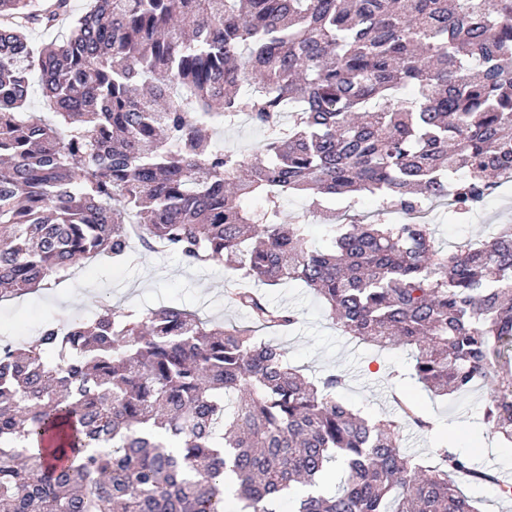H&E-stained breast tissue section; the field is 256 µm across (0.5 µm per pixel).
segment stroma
Returning a JSON list of instances; mask_svg holds the SVG:
<instances>
[{"label":"stroma","instance_id":"35a3bbf8","mask_svg":"<svg viewBox=\"0 0 512 512\" xmlns=\"http://www.w3.org/2000/svg\"><path fill=\"white\" fill-rule=\"evenodd\" d=\"M430 224L437 243L445 248L467 236L488 237L497 225L512 224V182L501 184L471 213L435 209ZM237 282V275L223 265L190 266L177 253H148L137 246L126 263L102 261L93 267L82 261L68 281L0 300V338L36 334L48 321L94 317L108 301L138 311L177 306L236 325L242 317L227 302L226 294ZM262 292L271 304L288 307L298 316L293 330L274 337L287 349L291 362L310 377L327 368L341 372L346 378L343 401L366 416L393 413L387 376L393 371L404 373V391L434 422L429 432L404 429L406 452L427 454L444 437L460 451L474 454L478 464L512 480V445L501 443L480 420L484 390H475L461 400L436 396L409 378L412 348L381 349L343 335L315 294L299 282L266 286Z\"/></svg>","mask_w":512,"mask_h":512}]
</instances>
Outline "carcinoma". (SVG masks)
I'll list each match as a JSON object with an SVG mask.
<instances>
[{
    "instance_id": "1",
    "label": "carcinoma",
    "mask_w": 512,
    "mask_h": 512,
    "mask_svg": "<svg viewBox=\"0 0 512 512\" xmlns=\"http://www.w3.org/2000/svg\"><path fill=\"white\" fill-rule=\"evenodd\" d=\"M243 116L263 133L250 165L215 141ZM509 169L512 0H0V299L123 260L133 236L301 281L345 335L416 348L436 394L487 387L483 420L512 444V224L445 251L410 219L477 208ZM310 189L382 210H327L317 248L283 216ZM228 299L247 325L105 303L0 348V512H225L227 486L241 512H479L463 486L480 483L512 499L451 443L404 453L400 421L433 423L396 387L397 418L364 417L341 373L309 380L256 336L293 310L248 286ZM355 200L356 201L351 208L347 206V201L343 199H336L335 202L328 206L336 209V218H340L348 214H354V212H346L345 210L347 209L353 210L360 215L370 216L377 213L381 208L380 198L367 192L359 195Z\"/></svg>"
}]
</instances>
